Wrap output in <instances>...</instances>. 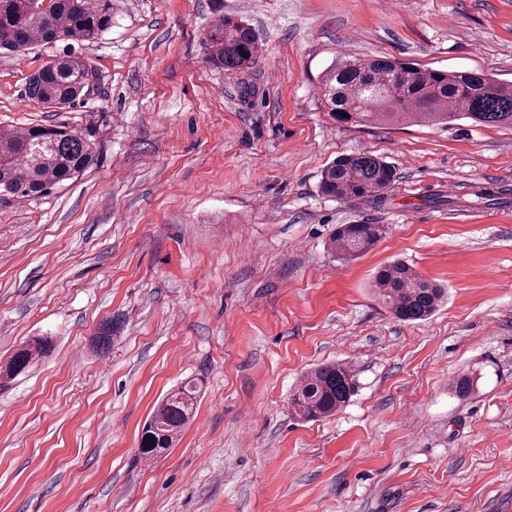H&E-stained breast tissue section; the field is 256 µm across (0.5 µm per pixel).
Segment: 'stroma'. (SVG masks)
<instances>
[{
  "instance_id": "stroma-1",
  "label": "stroma",
  "mask_w": 512,
  "mask_h": 512,
  "mask_svg": "<svg viewBox=\"0 0 512 512\" xmlns=\"http://www.w3.org/2000/svg\"><path fill=\"white\" fill-rule=\"evenodd\" d=\"M228 14L262 42L243 73L205 60ZM70 53L95 68L90 95L28 99ZM343 55L512 84V0H112L93 43L0 51V127L98 141L48 193H0V364L54 342L0 379V512H512V129L340 125L317 91ZM358 153L396 170L382 205L318 190ZM363 222L388 232L340 260L337 225ZM397 259L447 288L428 320L375 295ZM329 362L352 368L349 402L294 418L291 391ZM469 370L461 402L449 384ZM190 379V425L143 461L145 421ZM53 348V341L49 336H36L28 343L15 350L5 366L7 378L20 375L39 358L47 356Z\"/></svg>"
}]
</instances>
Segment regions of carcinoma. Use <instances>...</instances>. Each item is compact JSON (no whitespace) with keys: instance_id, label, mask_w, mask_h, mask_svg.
<instances>
[{"instance_id":"cac0c4a2","label":"carcinoma","mask_w":512,"mask_h":512,"mask_svg":"<svg viewBox=\"0 0 512 512\" xmlns=\"http://www.w3.org/2000/svg\"><path fill=\"white\" fill-rule=\"evenodd\" d=\"M35 0H0V49L21 51L60 40L91 42L112 28V0H50L46 9ZM206 61L226 71L245 72L257 63V33L244 21L223 15L202 37ZM96 74L81 56L67 54L48 62L26 85L28 98L49 107L72 105L94 87ZM322 100L336 122L355 126L413 120L447 125L469 119L479 125L512 128V85L484 71L418 69L385 57H340L322 75ZM97 143L88 131L67 126H33L15 132L0 129V191L16 197L46 193L82 173L94 161ZM396 181L393 166L368 154L346 155L327 166L320 190L347 201L374 202ZM385 224H341L333 243L338 254L357 257L387 234ZM373 287L396 318L427 319L437 309L442 290L423 280L409 265L396 262L378 270ZM116 332L106 322L92 338L107 350ZM53 348L49 336H36L15 350L6 377L28 370ZM354 374L342 363H325L308 373L289 396L293 416L316 421L336 413L354 392ZM452 390L465 401L475 380L459 376ZM198 385L189 381L167 393L144 424L138 454L145 460L171 448L190 422Z\"/></svg>"}]
</instances>
